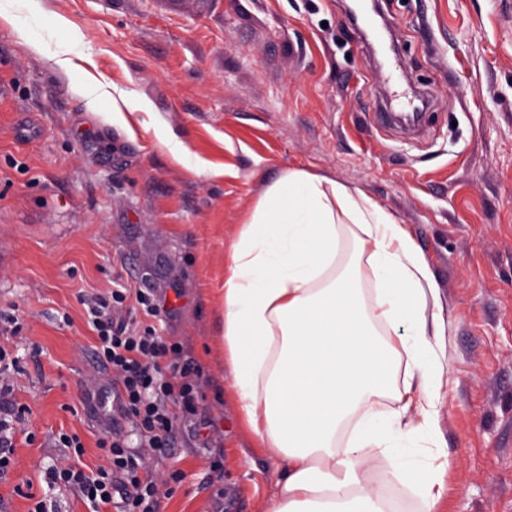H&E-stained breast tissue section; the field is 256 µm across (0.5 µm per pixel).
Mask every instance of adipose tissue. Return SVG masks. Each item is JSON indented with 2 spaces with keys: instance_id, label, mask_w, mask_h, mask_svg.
Returning <instances> with one entry per match:
<instances>
[{
  "instance_id": "obj_1",
  "label": "adipose tissue",
  "mask_w": 512,
  "mask_h": 512,
  "mask_svg": "<svg viewBox=\"0 0 512 512\" xmlns=\"http://www.w3.org/2000/svg\"><path fill=\"white\" fill-rule=\"evenodd\" d=\"M353 253L337 267L343 235ZM373 282L365 294L364 282ZM220 337L247 422L287 463L268 512H387L368 451L426 506L442 494L415 463L443 400L440 289L409 231L362 190L302 169L275 179L242 225L220 288ZM405 323L410 337L387 335ZM413 385L398 386L400 365ZM378 397L394 406L379 410ZM352 431L345 447L336 437Z\"/></svg>"
}]
</instances>
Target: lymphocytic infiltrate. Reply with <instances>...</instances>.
Returning <instances> with one entry per match:
<instances>
[{
    "instance_id": "obj_1",
    "label": "lymphocytic infiltrate",
    "mask_w": 512,
    "mask_h": 512,
    "mask_svg": "<svg viewBox=\"0 0 512 512\" xmlns=\"http://www.w3.org/2000/svg\"><path fill=\"white\" fill-rule=\"evenodd\" d=\"M97 334L96 362L112 375V412L128 431H113L97 446L107 463L89 476L73 465H54L48 486L74 489L93 512L105 505L117 512H158L161 481L148 462L149 451L170 447L184 417L195 414L201 374L186 359L181 343L167 340L141 316L156 317L160 308L151 289L120 287L88 305ZM10 352L0 347V479L12 466V433L25 420L24 407L12 399Z\"/></svg>"
}]
</instances>
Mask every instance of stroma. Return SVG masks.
Returning <instances> with one entry per match:
<instances>
[{"label": "stroma", "instance_id": "35a3bbf8", "mask_svg": "<svg viewBox=\"0 0 512 512\" xmlns=\"http://www.w3.org/2000/svg\"><path fill=\"white\" fill-rule=\"evenodd\" d=\"M346 4L37 0L20 16L28 39L0 26V312L23 323L0 346L27 409L5 512L47 493L59 434L80 437L84 471L104 465L112 416L87 404L111 384L85 303L120 284L155 288L154 326L205 379L155 456L169 479L159 512H266L286 465L239 408L219 288L242 224L294 168L383 205L442 292L444 400L435 435L415 444L444 466L445 493L409 512H512V0H379L391 75ZM59 17L84 35L67 70L54 62ZM101 76L147 111L91 110L79 88ZM419 95L418 126L378 123Z\"/></svg>", "mask_w": 512, "mask_h": 512}]
</instances>
